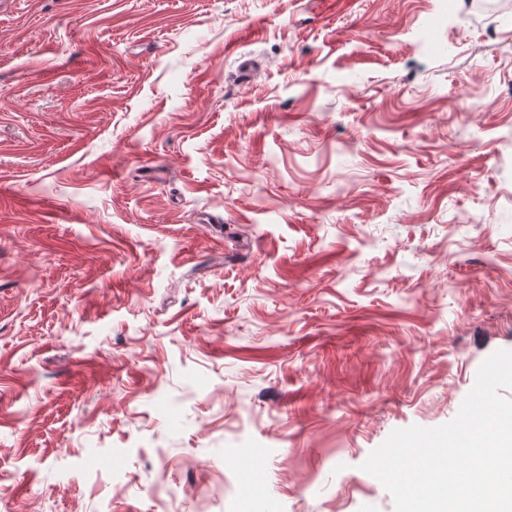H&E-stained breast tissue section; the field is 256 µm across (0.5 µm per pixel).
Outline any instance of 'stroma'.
I'll return each instance as SVG.
<instances>
[{
    "label": "stroma",
    "mask_w": 512,
    "mask_h": 512,
    "mask_svg": "<svg viewBox=\"0 0 512 512\" xmlns=\"http://www.w3.org/2000/svg\"><path fill=\"white\" fill-rule=\"evenodd\" d=\"M508 33L0 0V512H240L234 448L262 512H394L369 453L512 349Z\"/></svg>",
    "instance_id": "1"
}]
</instances>
